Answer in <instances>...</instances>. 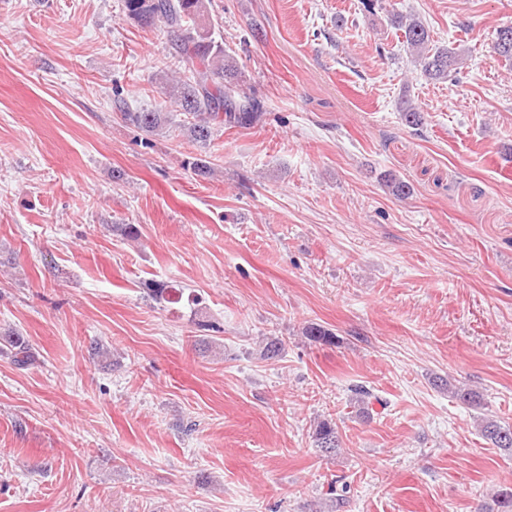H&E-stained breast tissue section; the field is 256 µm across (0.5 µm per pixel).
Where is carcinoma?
<instances>
[{
    "label": "carcinoma",
    "mask_w": 512,
    "mask_h": 512,
    "mask_svg": "<svg viewBox=\"0 0 512 512\" xmlns=\"http://www.w3.org/2000/svg\"><path fill=\"white\" fill-rule=\"evenodd\" d=\"M124 8L129 17L143 25L163 23L179 43L180 63L190 73V78L165 81L163 94L184 116L178 127L190 142L205 149L212 141L215 127H246L261 118L264 111L261 100L247 96L238 99L231 94L238 83V62L232 52L213 39L205 22V0H124ZM397 25L403 29L405 42L426 78L445 80L456 69L459 54L451 48L432 44L430 31L421 21L410 18L397 21ZM493 49L500 60L512 67V26L497 30ZM127 117L149 133L159 132L173 123L171 112H129ZM385 183L396 197L411 194V185L394 175H386ZM303 336L314 343H336L335 333L320 324L307 325ZM0 342L10 347L16 366L23 368L31 363L33 355L23 337L10 331L0 336ZM448 391L467 406L481 403L482 396L474 389L450 383ZM479 428L493 447L512 454L511 425L483 418ZM312 438L314 446L322 453L332 454L341 448L338 427L331 419L318 421ZM487 512H512V488L498 493Z\"/></svg>",
    "instance_id": "carcinoma-1"
}]
</instances>
